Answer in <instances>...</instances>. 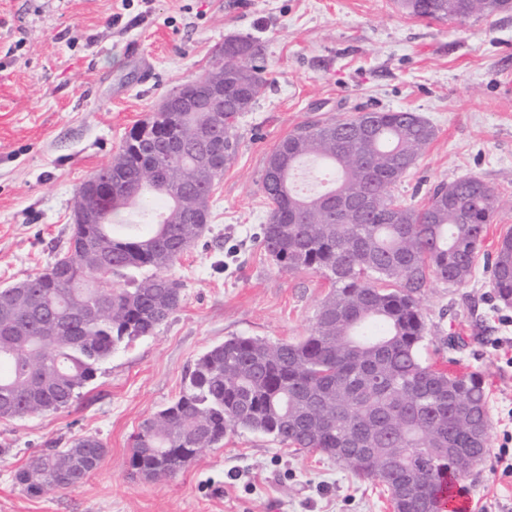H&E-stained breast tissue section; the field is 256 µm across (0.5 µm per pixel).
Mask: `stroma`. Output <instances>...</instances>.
<instances>
[{
	"mask_svg": "<svg viewBox=\"0 0 512 512\" xmlns=\"http://www.w3.org/2000/svg\"><path fill=\"white\" fill-rule=\"evenodd\" d=\"M229 35L264 45L268 86L237 124L208 230L172 270L183 303L68 407L0 418V512H393L380 482L267 435L237 430L164 481L133 474L132 438L209 347L308 335L329 280L280 270L253 238L268 219L266 157L299 125L418 113L435 139L393 188L398 200L422 206L432 185L469 175L512 197V11L430 22L397 0H0V287L67 251L76 187ZM421 313L423 362L480 373L487 393L488 457L458 485L472 512H512L499 461L512 459V305L495 301L480 260L463 284L431 280ZM85 434L106 448L92 475L63 492L21 491L29 458Z\"/></svg>",
	"mask_w": 512,
	"mask_h": 512,
	"instance_id": "stroma-1",
	"label": "stroma"
}]
</instances>
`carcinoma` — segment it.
Returning a JSON list of instances; mask_svg holds the SVG:
<instances>
[{"mask_svg": "<svg viewBox=\"0 0 512 512\" xmlns=\"http://www.w3.org/2000/svg\"><path fill=\"white\" fill-rule=\"evenodd\" d=\"M430 21L489 17L512 0H399ZM222 44L224 63L240 76L224 87V123L212 127L210 149L222 170L194 176L195 147L175 140L209 124L207 112H154L136 124L112 159V202L93 224L71 220L66 258L23 279L8 320L0 317V413L24 417L71 404L112 353L150 336L183 301L172 277L178 260L207 229L180 222L194 199L212 196L237 152L239 118L267 86L265 48L248 36ZM435 138L415 112H360L306 123L267 156L262 190L270 205L258 240L283 270L307 269L331 281L312 328L297 342L236 336L195 362L180 395L146 419L130 466L148 479L171 478L239 428L323 453L390 491L394 512H436L440 482L462 473L448 449L486 460L490 419L481 377L457 376L421 360L426 327L419 299L431 277L458 285L472 275L487 224L512 200L478 176L437 184L420 208L393 196ZM332 165L328 191L302 196L291 185L304 159ZM159 196L167 206L150 231L120 234L127 206ZM491 287L512 304V235L486 256ZM106 309L98 320L76 316ZM105 445L94 435L49 448L15 474L29 497L73 488L95 471ZM391 463L380 476L371 460Z\"/></svg>", "mask_w": 512, "mask_h": 512, "instance_id": "cac0c4a2", "label": "carcinoma"}]
</instances>
